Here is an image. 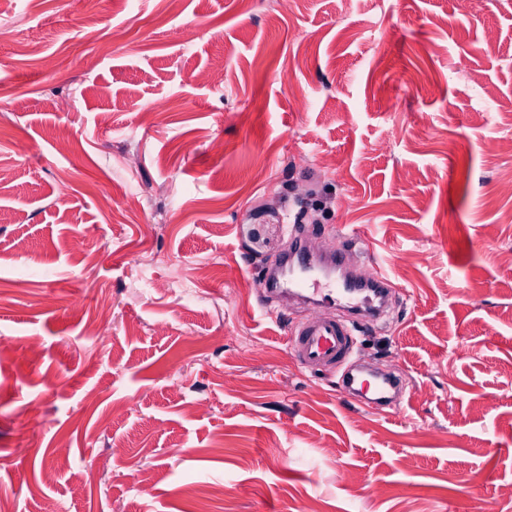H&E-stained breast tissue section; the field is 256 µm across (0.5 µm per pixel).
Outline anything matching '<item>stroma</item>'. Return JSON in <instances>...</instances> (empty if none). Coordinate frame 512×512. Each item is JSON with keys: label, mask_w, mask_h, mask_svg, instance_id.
Instances as JSON below:
<instances>
[{"label": "stroma", "mask_w": 512, "mask_h": 512, "mask_svg": "<svg viewBox=\"0 0 512 512\" xmlns=\"http://www.w3.org/2000/svg\"><path fill=\"white\" fill-rule=\"evenodd\" d=\"M509 137L512 0H0V512H512ZM346 231L395 408L260 304ZM373 257V269L363 278L358 277L357 282L342 280V293L350 296L349 307L359 310H372L374 308V300L379 291H390L387 286L391 282L388 275L382 270L380 260ZM379 286L380 288H376ZM372 293V296L370 295ZM354 301V302H351ZM343 376L344 393L348 392L349 394L360 398V401L368 404L390 405L393 403L395 396L401 392L404 385L402 379L398 375L388 373L382 377L378 384L380 389L379 395L371 398L367 396V391L364 390L363 382L360 381V379L355 376L351 370H345Z\"/></svg>", "instance_id": "obj_1"}]
</instances>
